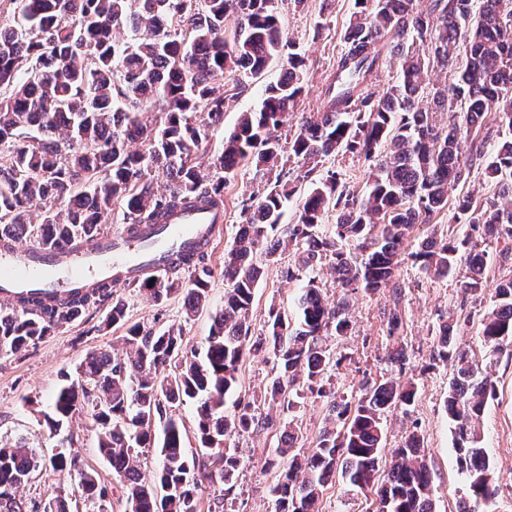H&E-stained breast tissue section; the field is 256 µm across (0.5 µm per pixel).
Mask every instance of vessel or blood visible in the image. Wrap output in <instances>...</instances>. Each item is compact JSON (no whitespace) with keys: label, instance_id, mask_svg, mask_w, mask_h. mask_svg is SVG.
I'll return each mask as SVG.
<instances>
[{"label":"vessel or blood","instance_id":"obj_1","mask_svg":"<svg viewBox=\"0 0 512 512\" xmlns=\"http://www.w3.org/2000/svg\"><path fill=\"white\" fill-rule=\"evenodd\" d=\"M210 226L207 212L189 210L158 231L105 233L77 248L0 247V306L31 292L65 293L98 281L137 285L156 278L179 254L201 249Z\"/></svg>","mask_w":512,"mask_h":512}]
</instances>
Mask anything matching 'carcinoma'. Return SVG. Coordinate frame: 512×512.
I'll return each mask as SVG.
<instances>
[{
  "label": "carcinoma",
  "mask_w": 512,
  "mask_h": 512,
  "mask_svg": "<svg viewBox=\"0 0 512 512\" xmlns=\"http://www.w3.org/2000/svg\"><path fill=\"white\" fill-rule=\"evenodd\" d=\"M14 5L17 21L0 25V241L36 239L46 250L79 245L103 234L117 204L132 224L154 227L187 208L224 214V189L248 168L266 178L264 191L243 203L245 223L224 251V307L210 313L199 349L184 346L182 327L127 328L120 352L89 353L75 377L63 376L43 421L57 434L78 407L91 403L98 451L112 466L124 512H202L203 483L231 493L244 461L233 439L271 429L274 417L242 398L225 408L240 385L246 358L271 354L276 374L268 399L290 410L301 382L329 402L327 425L311 454L295 452L298 434L275 448L288 458L270 488L275 512H318L323 489L336 475L357 489L376 486L387 442L384 414L414 402L416 384L389 378L364 383L336 400L327 373L339 361L327 339L349 328L348 295L392 288L387 336L402 335L396 307V272L405 257L429 277L446 278L465 259V293L486 289L488 247L512 240V0H355L333 77L315 112H296L304 91L305 54L287 37L277 0H0ZM237 26L224 27L226 15ZM397 60L396 80L371 91L382 53ZM286 58L280 79L267 86L260 106L239 123L202 173L205 129L224 122V74L256 76ZM441 70L445 82L431 83ZM433 97L448 122L426 112ZM495 113L494 152L486 151ZM202 116H196L198 108ZM296 117L283 145L279 129ZM369 162L368 189L358 195L324 161L339 153ZM297 167L292 168L290 164ZM482 168L496 193L478 202L448 193ZM166 182L159 191L158 180ZM307 181L293 224L284 205ZM453 206L463 236L433 234L410 252L417 224H429ZM335 224L324 228L329 211ZM295 248L299 267L327 263L342 295L323 301L308 280L290 319L270 306L261 332L251 309L261 266L278 261L283 243ZM185 263L194 277L156 280L141 290L158 303L183 296L185 321L209 304L206 254ZM104 324L125 323L126 309L109 283L62 296L17 298L0 307V356L29 345L104 304ZM483 345L493 355L512 352V279L500 281L480 320ZM455 323L440 326L432 360L451 363L445 409L454 427L458 471L468 488L459 512L497 493L476 422L495 393L494 382L454 342ZM196 407L195 446L186 445L181 420L167 407ZM424 438L414 430L392 453L378 487V512H435ZM155 451L157 481L141 480L143 455ZM54 469L77 476L87 512H109L98 473L80 457L59 452ZM37 467L25 440L0 443V512H34L17 497Z\"/></svg>",
  "instance_id": "cac0c4a2"
}]
</instances>
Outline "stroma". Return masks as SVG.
I'll list each match as a JSON object with an SVG mask.
<instances>
[{"mask_svg": "<svg viewBox=\"0 0 512 512\" xmlns=\"http://www.w3.org/2000/svg\"><path fill=\"white\" fill-rule=\"evenodd\" d=\"M279 11L284 28L307 56L308 85L300 102L305 111L316 110L321 102L322 87L343 49L342 35L354 11V0H306L295 5L281 0ZM283 72L282 61H272L256 77L227 74L228 84L237 85L234 98L224 104V122L209 129L203 146L207 155L219 154L224 137L235 127L239 114L257 107L264 87L277 82ZM253 171L241 170L232 179L224 197V222L216 231L207 253L212 272L211 307L224 304V252L232 244L242 224V202L262 190ZM291 247L280 249L277 263L265 268L255 290L252 324L261 328L270 305L291 313L295 299L307 280L308 271H300L298 280L286 281L283 272L294 267ZM397 281L402 288L399 303L404 318L403 341L407 348L405 368L387 360L383 311L389 306L388 291L368 294L358 291L349 296L351 328L347 336L336 340L333 350L341 357L339 367L332 370L331 381L337 395L357 394L363 379L379 381L398 374L412 378L417 386L414 403L389 411L384 416L388 446H395L406 431L415 429L424 437L427 461L432 473L433 499L436 512H457L465 497L464 480L457 472L453 437L445 411V401L452 379V369L433 362L439 327L448 321L459 324L456 342L469 350L473 358L490 363L496 394L489 398L481 416L483 445L493 466L497 494L489 507L478 512H512V356H490L480 338V318L489 304L488 294H463L458 278L434 279L426 276L412 262L401 265ZM116 294L126 305V325L104 328L108 306L90 311L77 322L65 326L52 336L29 346L15 356L0 357V439H25L44 460L20 495L27 502L43 505L51 497L73 493L77 480L53 469L49 463L61 439H68L72 451L95 469L104 483H112V467L97 448V428L90 408L78 409L62 437L50 435L40 422L38 410L47 409L64 374H75L77 366L92 350L108 349L114 339L126 333L127 325L143 324L155 328L179 325L184 340L197 346L207 336L208 313H199L194 320H185L183 301L171 296L155 304L136 286H120ZM271 414L296 429L297 449L309 453L316 448L326 425L329 408L326 401L305 397L294 409L284 412L271 407ZM283 431L253 432L239 437L237 445L245 466L237 485L228 498H220L219 488L207 485L201 491L203 512H275L270 488L275 470L265 465L274 448L281 443ZM376 496L336 482L328 485L320 498L319 512H375Z\"/></svg>", "mask_w": 512, "mask_h": 512, "instance_id": "stroma-1", "label": "stroma"}]
</instances>
